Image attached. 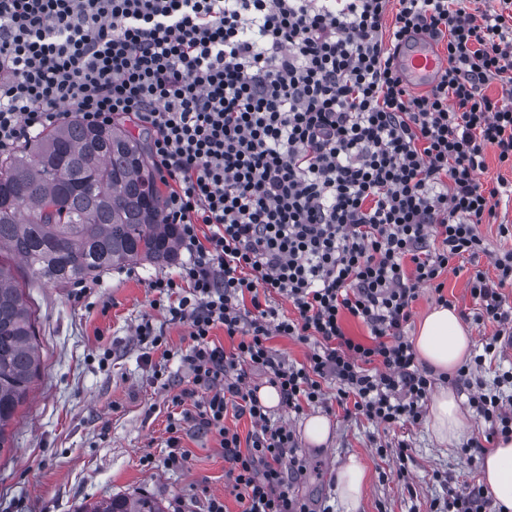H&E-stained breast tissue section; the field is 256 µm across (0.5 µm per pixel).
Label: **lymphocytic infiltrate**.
<instances>
[{"label": "lymphocytic infiltrate", "instance_id": "f902f5d3", "mask_svg": "<svg viewBox=\"0 0 512 512\" xmlns=\"http://www.w3.org/2000/svg\"><path fill=\"white\" fill-rule=\"evenodd\" d=\"M398 2L393 24L385 17ZM0 0V157L47 127L132 119L169 188L163 221L189 259L151 281L153 310L190 327V380L171 398L167 462L187 428L216 433L242 512H311L291 493L306 471L298 439L270 420L254 375L283 407L336 402L367 420L419 422L435 380L404 336L421 288L442 292L454 262L484 250L512 182L478 179L486 152L512 168V0ZM443 41L448 67L407 91L388 45ZM495 278L471 274L474 321L497 323L456 383L490 425L512 412L473 380L512 335V248ZM288 300L293 315L272 307ZM360 320L368 341L348 336ZM223 327L232 350L215 344ZM309 345L290 364L271 338ZM248 416V441L225 426Z\"/></svg>", "mask_w": 512, "mask_h": 512}]
</instances>
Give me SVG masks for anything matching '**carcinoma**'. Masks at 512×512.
I'll return each mask as SVG.
<instances>
[{
  "instance_id": "1",
  "label": "carcinoma",
  "mask_w": 512,
  "mask_h": 512,
  "mask_svg": "<svg viewBox=\"0 0 512 512\" xmlns=\"http://www.w3.org/2000/svg\"><path fill=\"white\" fill-rule=\"evenodd\" d=\"M178 225L163 223L150 159L121 123L75 117L0 159V253L27 264L32 279L79 284L142 261L170 263ZM40 367L36 328L23 290L0 259V456L7 429ZM75 512H168L149 495L84 501Z\"/></svg>"
}]
</instances>
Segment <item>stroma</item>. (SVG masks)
<instances>
[{
	"instance_id": "1",
	"label": "stroma",
	"mask_w": 512,
	"mask_h": 512,
	"mask_svg": "<svg viewBox=\"0 0 512 512\" xmlns=\"http://www.w3.org/2000/svg\"><path fill=\"white\" fill-rule=\"evenodd\" d=\"M481 232L485 252L467 261L461 274H445L442 292L469 325L477 354L497 325L474 324L475 303L466 282L478 270L494 277L492 254L512 246L500 237L497 224L482 225ZM10 265L35 313L41 365L9 428L13 450L0 457V512H74L86 499L142 493L169 506L182 503L184 512H205L208 497L218 496L227 512H241L215 433L190 429L182 438L186 466L174 469L165 463L171 393L152 383L134 331L147 315L163 328L174 354L168 371L178 387H187L188 373L177 354L190 343L189 329L166 323L150 307V281L174 274L177 263L143 262L108 271L79 300L70 288L32 282L20 261ZM106 348L112 362L104 367L99 355ZM327 418L332 428L327 444L299 443L309 465L294 490L315 512L323 507L342 512L336 471L353 455L366 467L358 512H431L433 500L480 481L484 454L471 443L487 435L483 419L471 417V431L444 448L423 422L384 427L345 415L338 406ZM402 440L410 446L404 481L392 474L393 457L377 452L378 445L393 447ZM146 455L152 456V466H144Z\"/></svg>"
}]
</instances>
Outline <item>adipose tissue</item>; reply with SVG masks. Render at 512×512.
<instances>
[{"label": "adipose tissue", "mask_w": 512, "mask_h": 512, "mask_svg": "<svg viewBox=\"0 0 512 512\" xmlns=\"http://www.w3.org/2000/svg\"><path fill=\"white\" fill-rule=\"evenodd\" d=\"M474 341L454 310L439 307L423 320L414 338L418 359L434 374L453 372L470 357ZM427 425L435 440L452 446L469 428L456 394L445 387L433 395ZM484 489L498 512H512V437L499 439L487 451L481 465ZM366 482V470L357 458H350L336 474V492L344 512H357Z\"/></svg>", "instance_id": "obj_1"}]
</instances>
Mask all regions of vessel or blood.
Masks as SVG:
<instances>
[{
  "label": "vessel or blood",
  "instance_id": "1",
  "mask_svg": "<svg viewBox=\"0 0 512 512\" xmlns=\"http://www.w3.org/2000/svg\"><path fill=\"white\" fill-rule=\"evenodd\" d=\"M393 65L404 86L424 90L444 75L447 58L436 40L419 34L402 41L392 50Z\"/></svg>",
  "mask_w": 512,
  "mask_h": 512
}]
</instances>
